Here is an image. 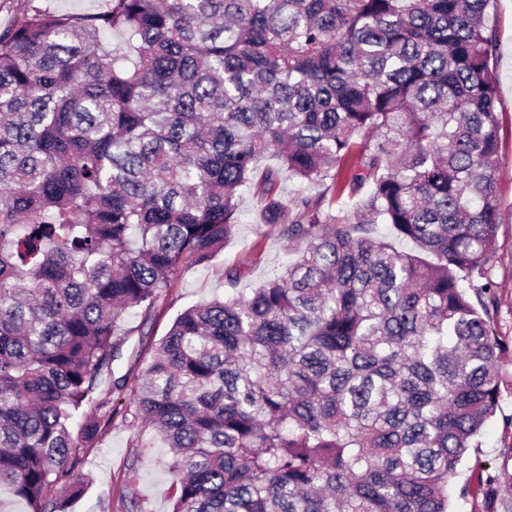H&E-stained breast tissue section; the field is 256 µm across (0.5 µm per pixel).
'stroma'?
I'll list each match as a JSON object with an SVG mask.
<instances>
[{"label": "stroma", "instance_id": "1", "mask_svg": "<svg viewBox=\"0 0 512 512\" xmlns=\"http://www.w3.org/2000/svg\"><path fill=\"white\" fill-rule=\"evenodd\" d=\"M54 10L86 13L107 8L108 0H0V31L15 24L31 5ZM489 26L496 35L490 61L498 89L500 164L495 173L500 205L497 249L490 265L493 284L485 301L490 324L506 346L502 366L504 379L512 381V0H495ZM259 204L250 191H243L240 222L224 249L209 263L181 267L165 297L148 323L147 337L131 336L124 356L114 365L115 375H129L139 383L153 352V345L169 330L185 308L223 298L231 290L250 292L280 270L289 257L288 242L277 229L264 224ZM241 269L244 276L229 284L225 272ZM512 446V393H505L496 416L485 426L477 448L459 468L456 483H463L471 470L499 469L504 448ZM169 454L155 441L152 431L140 421L117 422L101 431L94 449L80 455L78 469L90 477L83 496L72 502L70 512H128L138 501L143 512H170L171 477Z\"/></svg>", "mask_w": 512, "mask_h": 512}]
</instances>
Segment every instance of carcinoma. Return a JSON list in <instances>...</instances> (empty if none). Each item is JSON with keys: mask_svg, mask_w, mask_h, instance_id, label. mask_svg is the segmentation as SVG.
<instances>
[{"mask_svg": "<svg viewBox=\"0 0 512 512\" xmlns=\"http://www.w3.org/2000/svg\"><path fill=\"white\" fill-rule=\"evenodd\" d=\"M109 2L0 32V487L69 512L103 376L248 185L296 257L181 313L132 398L172 512H449L502 401L493 0ZM455 494L512 512L495 472ZM324 190V187L317 185L302 184L296 179L288 178L287 174L282 176L280 183V194L288 202L296 197L298 194H302L308 197H317Z\"/></svg>", "mask_w": 512, "mask_h": 512, "instance_id": "carcinoma-1", "label": "carcinoma"}]
</instances>
